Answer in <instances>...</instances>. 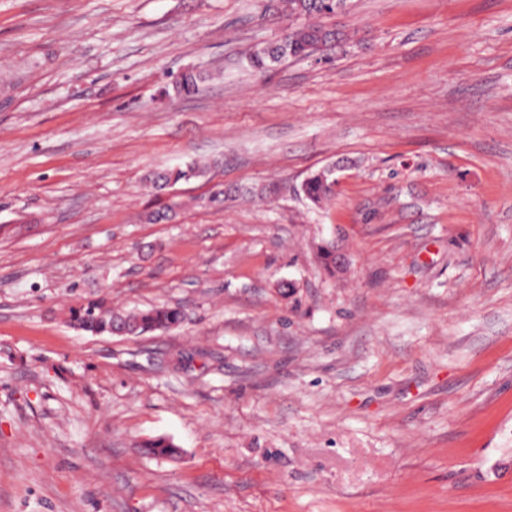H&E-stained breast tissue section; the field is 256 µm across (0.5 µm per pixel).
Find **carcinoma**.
I'll return each mask as SVG.
<instances>
[{
    "mask_svg": "<svg viewBox=\"0 0 512 512\" xmlns=\"http://www.w3.org/2000/svg\"><path fill=\"white\" fill-rule=\"evenodd\" d=\"M349 0H334L330 5L324 0H268L267 9L288 14V18L299 23L290 25L281 38L262 47L254 48L248 55V62L259 72L271 69L288 58L305 59L325 50L334 48L348 39V35L330 19L347 9ZM206 76L195 70L181 73L174 83L179 95H191L199 90ZM212 164L192 162L184 167L166 168L148 174L146 181L155 189L163 190L182 181H189L206 175ZM336 184V170L330 166L312 173L300 186L299 193L316 207L322 206L333 195ZM337 244L325 241L318 246V253L324 268L331 275H338L347 265L338 261ZM184 313L166 304L154 305L147 309L116 311L103 302H92L78 310L69 311V322L79 330L92 335H114L125 327L141 336L155 331H166L178 326ZM143 453L150 456L175 459L180 454L177 446L163 437L140 443Z\"/></svg>",
    "mask_w": 512,
    "mask_h": 512,
    "instance_id": "1",
    "label": "carcinoma"
}]
</instances>
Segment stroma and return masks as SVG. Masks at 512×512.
<instances>
[{
    "label": "stroma",
    "instance_id": "1",
    "mask_svg": "<svg viewBox=\"0 0 512 512\" xmlns=\"http://www.w3.org/2000/svg\"><path fill=\"white\" fill-rule=\"evenodd\" d=\"M265 5L0 0V512H512V0H352L260 73ZM215 164H217L216 161L213 163L195 161L185 167L156 170L148 174L146 181L153 188L163 190L182 181L203 177ZM336 169L323 167L312 173L300 186L299 193L313 206L321 207L333 195ZM183 318L184 313L181 310L166 304L141 310L116 311L102 301L69 311V322L79 330L92 335L116 336L115 331L125 327L135 331L136 336H141L177 327ZM139 447L143 453L150 456L175 459L180 454V448H177L173 442L163 437L145 440L140 443Z\"/></svg>",
    "mask_w": 512,
    "mask_h": 512
}]
</instances>
